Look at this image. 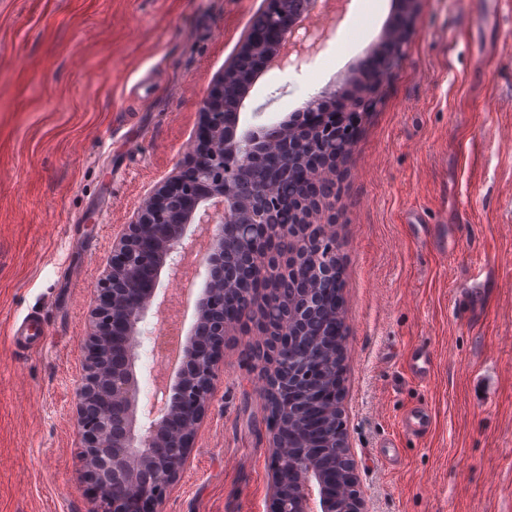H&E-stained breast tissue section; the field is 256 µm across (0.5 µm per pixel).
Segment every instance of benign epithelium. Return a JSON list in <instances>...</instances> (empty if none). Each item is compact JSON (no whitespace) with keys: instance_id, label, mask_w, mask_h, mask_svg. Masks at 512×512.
<instances>
[{"instance_id":"benign-epithelium-1","label":"benign epithelium","mask_w":512,"mask_h":512,"mask_svg":"<svg viewBox=\"0 0 512 512\" xmlns=\"http://www.w3.org/2000/svg\"><path fill=\"white\" fill-rule=\"evenodd\" d=\"M313 3L304 0L298 8L286 0H270V7L261 10L246 29L243 44L269 67L284 62L293 52L296 59H302L307 48L297 35L302 28L306 35L313 34L311 25L301 21ZM402 49L403 45H395L382 56L380 78L393 76ZM244 94L243 85L221 77L201 101L200 131L207 146L194 151L188 166L169 176L145 200L135 221L126 225L112 246L109 270L99 283L84 348L98 337L112 340V373L100 376L94 361L85 358L75 403L80 447L95 459L86 480L104 491L101 512H163L167 490L183 471L205 417L225 336L234 324L258 316L247 295L241 296L234 316L224 314L216 285L224 281L226 241L238 237L256 243L273 233L293 237L295 249L284 258L253 248L255 275L276 286L296 280L300 258L306 257V277L318 284L292 308L288 325L293 337L280 343L266 363V369L276 371V378L288 389V404L280 407V415L301 414L293 395L311 384L313 368L336 370V359L320 341L306 338L323 287L336 279V240L327 224L311 222V207L299 208L293 225L272 224L270 215L278 208L272 186L288 179L300 159L290 151L272 163L252 149L250 137L236 136ZM332 98L352 99L357 112L371 104L357 97L350 82L337 86ZM346 125L347 120L333 116L305 129L306 158L320 177L327 200L336 197V183L321 175L335 163L336 155L325 146L330 144L338 152L349 146ZM259 164L272 171V180L253 182L252 172ZM193 222L196 227L190 232ZM213 226L217 230L202 258L207 266V290L196 300L195 331L182 345L177 386L168 391L156 388L144 403L137 370L139 342L130 339L149 310L141 301L153 299L161 272L171 280L186 276L189 255L199 237ZM272 447L276 455L270 460L269 512H363L355 463H350L348 474L353 494L336 503L324 490L318 450L305 447L300 436L289 454L281 453L276 437Z\"/></svg>"}]
</instances>
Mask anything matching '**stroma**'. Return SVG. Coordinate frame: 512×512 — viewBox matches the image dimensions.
Here are the masks:
<instances>
[{"mask_svg":"<svg viewBox=\"0 0 512 512\" xmlns=\"http://www.w3.org/2000/svg\"><path fill=\"white\" fill-rule=\"evenodd\" d=\"M268 0H0V512H94L75 392L112 242L187 163L199 101ZM349 0L320 50L262 73L246 133L282 122L381 52L399 10ZM493 58L476 69L478 55ZM336 170L341 413L366 512H512V0H417L399 69ZM449 251H442V240ZM494 269L473 300L474 269ZM38 314L40 343L12 341ZM230 330L164 512H267L271 435ZM427 346V380L407 373ZM423 436L403 432L414 407ZM392 443L393 462L380 445ZM401 425L412 434L426 433L431 426V415L426 408L414 409L402 418Z\"/></svg>","mask_w":512,"mask_h":512,"instance_id":"stroma-1","label":"stroma"}]
</instances>
